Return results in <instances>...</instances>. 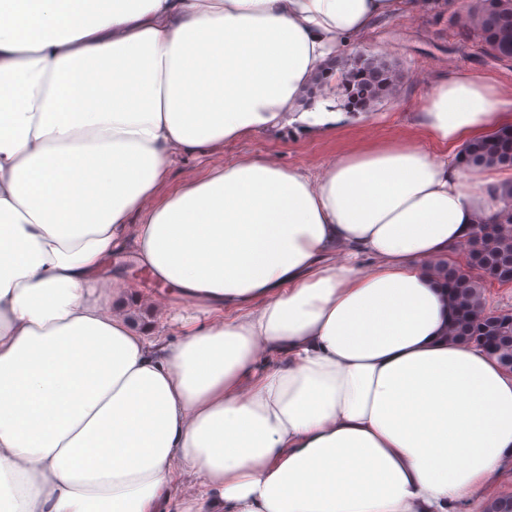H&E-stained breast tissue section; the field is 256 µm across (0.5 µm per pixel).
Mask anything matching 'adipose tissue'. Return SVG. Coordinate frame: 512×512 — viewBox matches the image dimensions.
I'll list each match as a JSON object with an SVG mask.
<instances>
[{"instance_id": "ef3b65f1", "label": "adipose tissue", "mask_w": 512, "mask_h": 512, "mask_svg": "<svg viewBox=\"0 0 512 512\" xmlns=\"http://www.w3.org/2000/svg\"><path fill=\"white\" fill-rule=\"evenodd\" d=\"M12 8L45 26L0 33V512H463L512 469V371L448 338L434 270L507 203L512 169L456 154L512 125V87L454 69L418 138L167 186L255 134L362 120L339 58L448 0ZM124 251L192 307L178 339L123 312ZM183 477L202 491L172 499Z\"/></svg>"}]
</instances>
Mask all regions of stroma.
Segmentation results:
<instances>
[{"label": "stroma", "mask_w": 512, "mask_h": 512, "mask_svg": "<svg viewBox=\"0 0 512 512\" xmlns=\"http://www.w3.org/2000/svg\"><path fill=\"white\" fill-rule=\"evenodd\" d=\"M475 6L476 0H452L444 15L402 14L375 24L363 47L382 56L401 73L402 80L394 95L377 104L364 124L319 140L274 139L258 134L175 167L170 175L171 185L204 177L214 165L245 155H270L289 168L317 174L347 145L414 137L417 131L410 123V116L416 112L429 84L456 68L481 69L512 86V60H498L483 54L468 36V18ZM138 289L142 296L159 298L165 307L164 313L154 314L147 306L132 301L126 302V309L143 327L163 321L168 339H176L178 329L169 325L168 319L170 313L181 312V304L172 302L165 286L154 278L139 282Z\"/></svg>", "instance_id": "1"}]
</instances>
